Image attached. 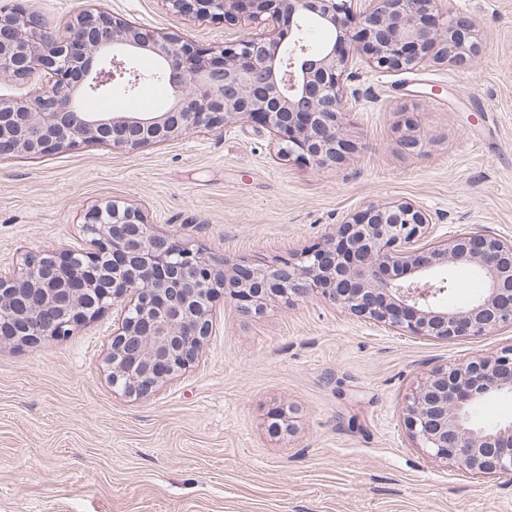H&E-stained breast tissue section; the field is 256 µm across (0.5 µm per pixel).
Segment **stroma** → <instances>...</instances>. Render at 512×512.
<instances>
[{
	"mask_svg": "<svg viewBox=\"0 0 512 512\" xmlns=\"http://www.w3.org/2000/svg\"><path fill=\"white\" fill-rule=\"evenodd\" d=\"M53 30L100 8L204 48L243 30L164 0H25ZM475 20L471 66L359 69L349 149L319 168L273 156L239 123L133 151L81 144L0 159V261L81 243L112 201L216 260L295 258L368 203L413 200L449 237L512 240V0H454ZM422 141L400 142L404 123ZM199 361L149 397L113 388L112 313L70 336L0 346V512H512V479H477L416 448L412 390L434 367L512 345V330L438 340L319 298L245 315L217 300ZM293 430L273 434L270 414Z\"/></svg>",
	"mask_w": 512,
	"mask_h": 512,
	"instance_id": "1",
	"label": "stroma"
}]
</instances>
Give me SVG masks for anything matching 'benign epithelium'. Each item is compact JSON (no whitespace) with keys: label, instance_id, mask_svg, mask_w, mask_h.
Returning a JSON list of instances; mask_svg holds the SVG:
<instances>
[{"label":"benign epithelium","instance_id":"benign-epithelium-1","mask_svg":"<svg viewBox=\"0 0 512 512\" xmlns=\"http://www.w3.org/2000/svg\"><path fill=\"white\" fill-rule=\"evenodd\" d=\"M185 16L240 24L243 37L215 51L149 35L105 11H84L64 30L18 5L0 10V80L41 77L31 94L0 98V155L43 156L81 142L114 150L165 142L240 122L261 125L275 158L318 167L345 148L342 125L362 58L381 73L475 57L472 24L449 0H164ZM316 18L331 39L306 42ZM143 55L161 61L174 95L162 110L86 112L92 90L124 76ZM439 216L412 201L370 203L305 249L299 262L228 265L172 234L142 211L109 202L85 214L87 240L49 246L0 265V345L63 338L116 309L108 365L112 385L148 397L191 368L211 335L223 296L259 314L276 295H319L393 331L450 340L512 328V241L481 232L435 236ZM474 267L483 294L447 303V271ZM512 393V347L434 368L411 393L405 423L416 447L480 477L512 479V422L485 427L470 411Z\"/></svg>","mask_w":512,"mask_h":512}]
</instances>
